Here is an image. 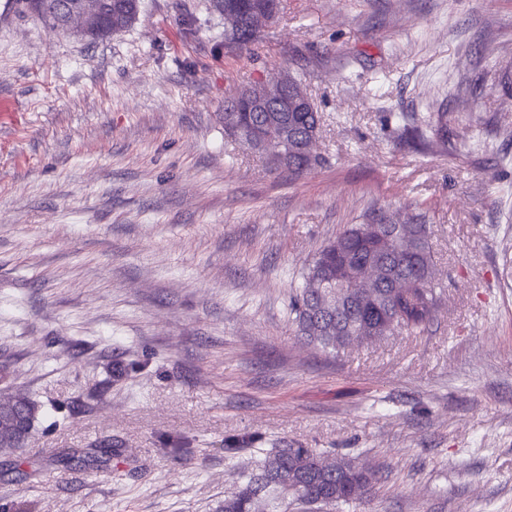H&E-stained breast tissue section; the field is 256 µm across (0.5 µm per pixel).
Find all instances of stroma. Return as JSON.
<instances>
[{"label":"stroma","instance_id":"35a3bbf8","mask_svg":"<svg viewBox=\"0 0 512 512\" xmlns=\"http://www.w3.org/2000/svg\"><path fill=\"white\" fill-rule=\"evenodd\" d=\"M282 71L322 116L299 176L224 136L225 100ZM385 212L431 226L433 323L309 343L292 288ZM18 393L39 415L0 452V505L218 512L266 452L314 448L374 478L326 512H512V0H286L248 52L209 0H141L99 41L0 0V398Z\"/></svg>","mask_w":512,"mask_h":512}]
</instances>
